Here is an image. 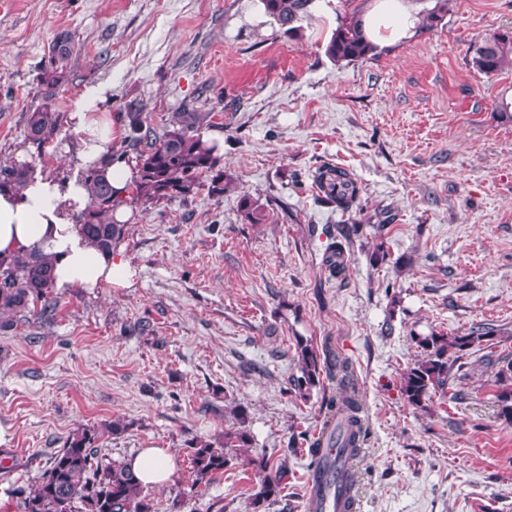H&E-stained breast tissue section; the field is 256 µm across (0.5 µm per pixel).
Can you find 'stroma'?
<instances>
[{
    "mask_svg": "<svg viewBox=\"0 0 512 512\" xmlns=\"http://www.w3.org/2000/svg\"><path fill=\"white\" fill-rule=\"evenodd\" d=\"M370 0H311L288 32L252 17L255 0H0V163L18 159L40 90V62L57 33L81 44L55 109L59 131L33 166L70 175L75 97L108 87L118 118L133 99L163 126L186 101L214 116L233 184L224 195L133 209L126 288L57 295L52 321L36 315L0 333V512H19L33 482L73 433L126 425L100 458L165 448L174 471L146 486L155 512H253L260 477L233 463L197 484L187 454L221 446L246 407L250 457L288 475L263 512H305L306 449L333 382L296 397V340L347 358L367 432L360 512H512V425L498 416L489 374L474 372L463 401L411 406L402 375L416 336L501 331L512 351V64L478 72L475 48L512 29V0H448L432 30L373 57L334 64L325 46L341 18ZM332 164L360 186L350 210L323 204L313 175ZM287 202L247 222L241 194ZM391 224L380 225L381 210ZM362 228L343 276L325 258L338 227ZM386 258L371 263L376 246ZM140 322L141 336L125 333ZM296 438L300 451L288 450Z\"/></svg>",
    "mask_w": 512,
    "mask_h": 512,
    "instance_id": "stroma-1",
    "label": "stroma"
}]
</instances>
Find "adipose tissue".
Instances as JSON below:
<instances>
[{
    "label": "adipose tissue",
    "instance_id": "obj_1",
    "mask_svg": "<svg viewBox=\"0 0 512 512\" xmlns=\"http://www.w3.org/2000/svg\"><path fill=\"white\" fill-rule=\"evenodd\" d=\"M418 24L413 0H372L362 16L366 38L380 48L410 39ZM105 93V88L92 87L71 104L68 121L78 139L67 153L73 168L70 176L37 175L22 189L0 190V255L36 252L51 258L53 287L60 293L123 287L136 274L122 248H94L73 219L88 203L82 174L91 167L102 169L116 192V220L126 221L130 215L125 200L135 185V163L111 157L113 120L102 107ZM127 463L146 484L166 481L174 469L171 453L163 448L145 449Z\"/></svg>",
    "mask_w": 512,
    "mask_h": 512
}]
</instances>
